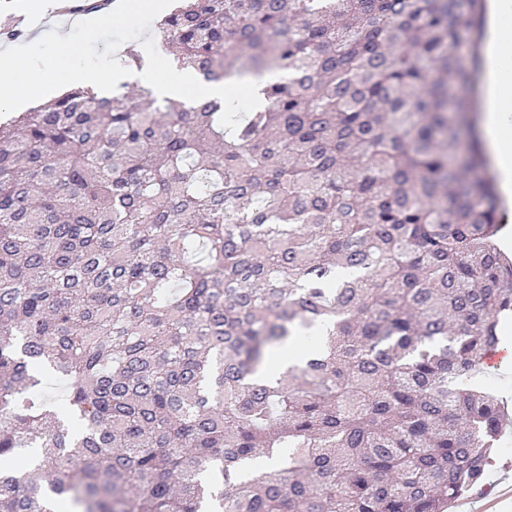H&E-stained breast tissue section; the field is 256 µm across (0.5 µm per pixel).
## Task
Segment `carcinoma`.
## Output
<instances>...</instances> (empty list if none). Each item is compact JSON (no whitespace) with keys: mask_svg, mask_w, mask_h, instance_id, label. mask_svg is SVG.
I'll return each instance as SVG.
<instances>
[{"mask_svg":"<svg viewBox=\"0 0 512 512\" xmlns=\"http://www.w3.org/2000/svg\"><path fill=\"white\" fill-rule=\"evenodd\" d=\"M160 33L206 82L283 76L231 135L146 87L0 125V512H446L512 314L459 96L484 0H187Z\"/></svg>","mask_w":512,"mask_h":512,"instance_id":"cac0c4a2","label":"carcinoma"}]
</instances>
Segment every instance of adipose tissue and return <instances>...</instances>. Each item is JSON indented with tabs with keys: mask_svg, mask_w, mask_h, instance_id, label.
Listing matches in <instances>:
<instances>
[{
	"mask_svg": "<svg viewBox=\"0 0 512 512\" xmlns=\"http://www.w3.org/2000/svg\"><path fill=\"white\" fill-rule=\"evenodd\" d=\"M487 43L484 64L479 78L478 92L484 116L481 133L495 159L497 183L502 200L512 211V142L502 133L512 129V69L500 63L498 52L504 41L502 22L512 18V0H488ZM104 84L119 86L123 83H157L161 95L174 99L194 95L230 103V119H239L241 110L233 104L237 96L235 87L226 83H202L194 74L169 69L163 79H154L146 71H130L115 67L102 77Z\"/></svg>",
	"mask_w": 512,
	"mask_h": 512,
	"instance_id": "1",
	"label": "adipose tissue"
}]
</instances>
